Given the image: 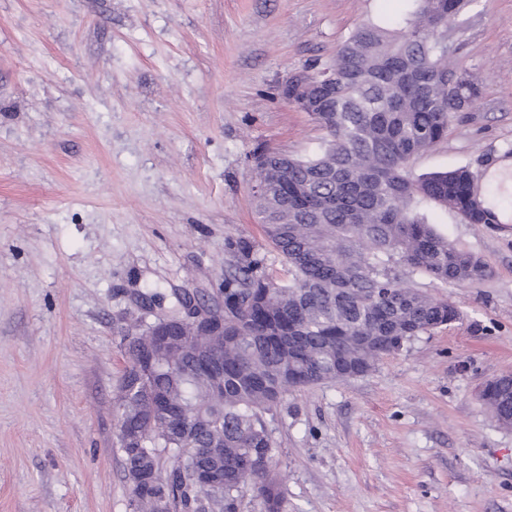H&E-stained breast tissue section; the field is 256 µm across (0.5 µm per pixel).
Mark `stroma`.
Returning a JSON list of instances; mask_svg holds the SVG:
<instances>
[{
  "label": "stroma",
  "mask_w": 512,
  "mask_h": 512,
  "mask_svg": "<svg viewBox=\"0 0 512 512\" xmlns=\"http://www.w3.org/2000/svg\"><path fill=\"white\" fill-rule=\"evenodd\" d=\"M401 0H0V512H127L116 449L122 336L140 298L209 305L226 238L285 276L252 202L251 155L322 137L278 89ZM455 61L484 91L414 175L512 149V0H472ZM435 230L476 284L414 288L459 320L265 419L283 512H512V425L479 397L512 375V222Z\"/></svg>",
  "instance_id": "obj_1"
}]
</instances>
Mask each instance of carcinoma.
<instances>
[{
  "label": "carcinoma",
  "mask_w": 512,
  "mask_h": 512,
  "mask_svg": "<svg viewBox=\"0 0 512 512\" xmlns=\"http://www.w3.org/2000/svg\"><path fill=\"white\" fill-rule=\"evenodd\" d=\"M387 25L362 23L330 62L310 73L328 86L310 116L319 150L253 155L254 196L266 238L288 264L267 272L244 239H229L222 336L154 335L139 320L123 336L128 366L116 411L128 512H236L245 489L264 512L283 491L264 415L291 390L368 372L388 351L448 324L453 304L407 285L416 274L473 284L488 267L438 234L424 209L466 219L479 199L469 166L414 176V159L439 144L456 112L482 93L451 61L448 24L471 0H403ZM469 80L448 87V76ZM494 417L512 424V393L495 388Z\"/></svg>",
  "instance_id": "carcinoma-1"
}]
</instances>
